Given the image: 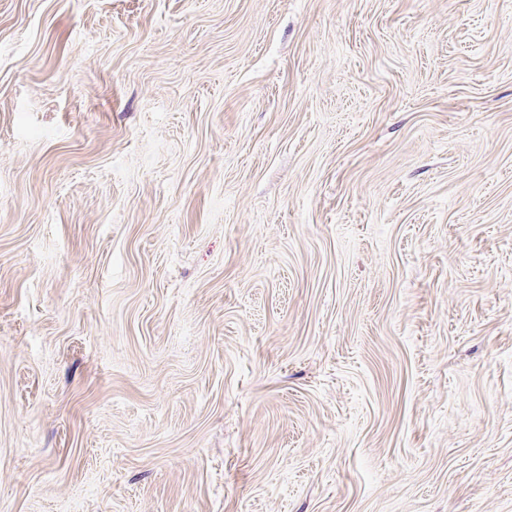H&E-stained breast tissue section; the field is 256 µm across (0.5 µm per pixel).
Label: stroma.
<instances>
[{
    "label": "stroma",
    "instance_id": "stroma-1",
    "mask_svg": "<svg viewBox=\"0 0 512 512\" xmlns=\"http://www.w3.org/2000/svg\"><path fill=\"white\" fill-rule=\"evenodd\" d=\"M0 512H512V0H0Z\"/></svg>",
    "mask_w": 512,
    "mask_h": 512
}]
</instances>
